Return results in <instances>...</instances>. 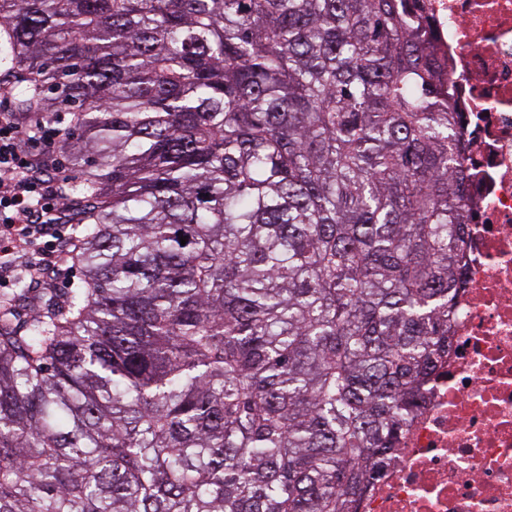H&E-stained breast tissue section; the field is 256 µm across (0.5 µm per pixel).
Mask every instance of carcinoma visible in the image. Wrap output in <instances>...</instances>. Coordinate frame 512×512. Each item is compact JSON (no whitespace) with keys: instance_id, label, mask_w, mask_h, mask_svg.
<instances>
[{"instance_id":"carcinoma-1","label":"carcinoma","mask_w":512,"mask_h":512,"mask_svg":"<svg viewBox=\"0 0 512 512\" xmlns=\"http://www.w3.org/2000/svg\"><path fill=\"white\" fill-rule=\"evenodd\" d=\"M410 2L0 0V85L82 173V285L0 305V512H358L470 224Z\"/></svg>"}]
</instances>
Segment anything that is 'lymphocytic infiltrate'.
Returning <instances> with one entry per match:
<instances>
[{"label":"lymphocytic infiltrate","mask_w":512,"mask_h":512,"mask_svg":"<svg viewBox=\"0 0 512 512\" xmlns=\"http://www.w3.org/2000/svg\"><path fill=\"white\" fill-rule=\"evenodd\" d=\"M55 136L47 122H16L9 108H0V283L14 276L42 271L50 263L65 234L59 222L68 205L60 180L29 172L33 148L51 150ZM45 239L40 262L19 266L25 245Z\"/></svg>","instance_id":"1"}]
</instances>
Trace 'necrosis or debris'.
Instances as JSON below:
<instances>
[{
    "label": "necrosis or debris",
    "instance_id": "obj_1",
    "mask_svg": "<svg viewBox=\"0 0 512 512\" xmlns=\"http://www.w3.org/2000/svg\"><path fill=\"white\" fill-rule=\"evenodd\" d=\"M470 143L448 353L360 512H512V0H420Z\"/></svg>",
    "mask_w": 512,
    "mask_h": 512
}]
</instances>
